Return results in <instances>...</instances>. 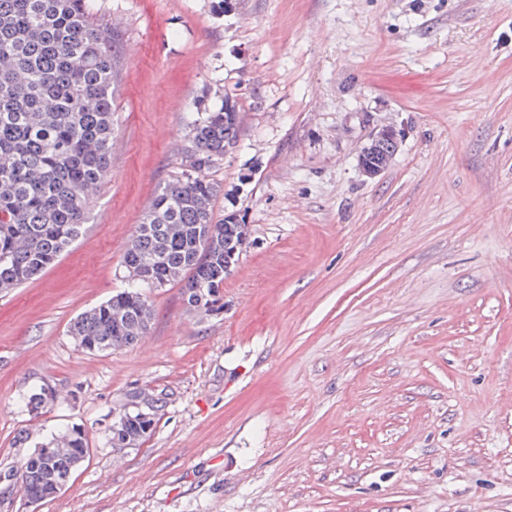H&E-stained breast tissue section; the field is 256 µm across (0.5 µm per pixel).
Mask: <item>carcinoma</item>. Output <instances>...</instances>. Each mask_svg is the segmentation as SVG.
I'll list each match as a JSON object with an SVG mask.
<instances>
[{"label":"carcinoma","mask_w":512,"mask_h":512,"mask_svg":"<svg viewBox=\"0 0 512 512\" xmlns=\"http://www.w3.org/2000/svg\"><path fill=\"white\" fill-rule=\"evenodd\" d=\"M95 0H0V292L26 284L58 260L84 230L92 199L111 172L112 103L118 34L94 24ZM242 107L233 94L203 106L191 122L181 162L149 204L124 254L141 278L77 316L68 332L88 353L137 343L148 333L147 292L178 284L197 313L223 297L224 278L249 243L243 220L218 218L221 186L210 173L237 142ZM372 137L359 165L383 171L394 157ZM154 418L119 416L118 440L140 443ZM78 427L38 442L15 479L38 501L62 490L85 461Z\"/></svg>","instance_id":"cac0c4a2"}]
</instances>
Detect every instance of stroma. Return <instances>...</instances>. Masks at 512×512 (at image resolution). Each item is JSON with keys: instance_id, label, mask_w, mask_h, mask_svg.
Here are the masks:
<instances>
[{"instance_id": "stroma-1", "label": "stroma", "mask_w": 512, "mask_h": 512, "mask_svg": "<svg viewBox=\"0 0 512 512\" xmlns=\"http://www.w3.org/2000/svg\"><path fill=\"white\" fill-rule=\"evenodd\" d=\"M123 33L111 175L83 236L0 293L6 512H512V0H97ZM237 95L213 177L250 243L202 315L151 291L129 347L67 334L123 256L199 105ZM403 133L367 177L358 155ZM55 399L28 411L23 396ZM154 429L114 451L138 393ZM77 426L58 496L10 475Z\"/></svg>"}]
</instances>
